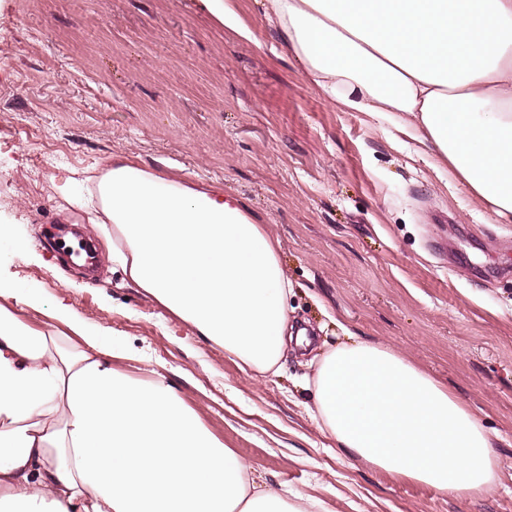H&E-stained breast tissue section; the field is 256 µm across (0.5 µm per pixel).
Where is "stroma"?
<instances>
[{"label": "stroma", "instance_id": "1", "mask_svg": "<svg viewBox=\"0 0 512 512\" xmlns=\"http://www.w3.org/2000/svg\"><path fill=\"white\" fill-rule=\"evenodd\" d=\"M224 26L202 0H0V282L20 319L63 336L56 310L171 385L259 481L325 512H512V224L438 175L388 123L332 104L269 27L261 0ZM220 187L280 244L290 323L333 347H394L493 436L503 490L458 500L324 445L314 368L243 371L112 260V235L76 197L114 154ZM100 245L96 279L50 245L56 225Z\"/></svg>", "mask_w": 512, "mask_h": 512}]
</instances>
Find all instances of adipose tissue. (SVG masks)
Segmentation results:
<instances>
[{
  "mask_svg": "<svg viewBox=\"0 0 512 512\" xmlns=\"http://www.w3.org/2000/svg\"><path fill=\"white\" fill-rule=\"evenodd\" d=\"M309 80L349 112L430 148L512 223V0H263ZM111 224L128 279L241 368L279 370L289 281L279 242L222 189L116 154L82 197ZM0 284V512H319L258 481L164 381L113 368L116 349L67 311L31 331ZM311 413L345 455L439 494L501 485L490 432L431 374L365 341L323 352Z\"/></svg>",
  "mask_w": 512,
  "mask_h": 512,
  "instance_id": "obj_1",
  "label": "adipose tissue"
}]
</instances>
